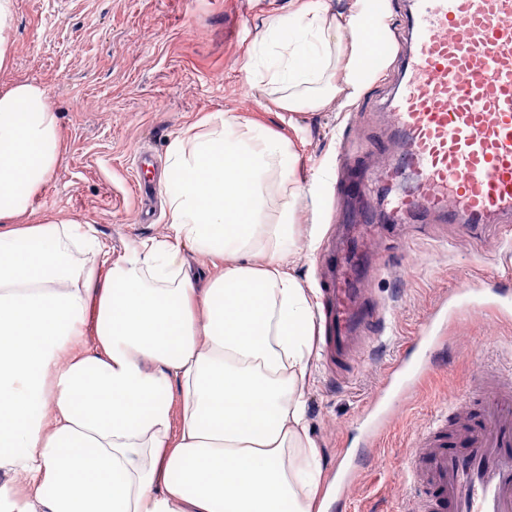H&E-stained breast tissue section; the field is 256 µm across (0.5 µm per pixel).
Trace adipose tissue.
Listing matches in <instances>:
<instances>
[{
    "mask_svg": "<svg viewBox=\"0 0 512 512\" xmlns=\"http://www.w3.org/2000/svg\"><path fill=\"white\" fill-rule=\"evenodd\" d=\"M382 13L301 0L267 17L248 84L283 112L354 102L383 61L362 21ZM206 123L169 146L165 238L115 261L92 225L31 221L57 117L45 87L0 92V512H315L316 306L294 217L316 186L264 125ZM188 246L220 272L200 279Z\"/></svg>",
    "mask_w": 512,
    "mask_h": 512,
    "instance_id": "1",
    "label": "adipose tissue"
}]
</instances>
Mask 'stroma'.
<instances>
[{
    "mask_svg": "<svg viewBox=\"0 0 512 512\" xmlns=\"http://www.w3.org/2000/svg\"><path fill=\"white\" fill-rule=\"evenodd\" d=\"M289 0H15L13 47L0 70V90L19 82L47 88L57 116L61 163L34 199L35 219L63 217L93 225L118 260L146 239L167 233L168 205L157 194L143 215L140 184L163 179L168 146L202 116L227 112L256 120L291 142L297 174L318 177L325 190L301 203L303 237L296 273L319 306L328 296L322 262L344 226L372 220L380 230L372 253L381 268L365 288L386 311L389 326L371 335L359 356L337 363L317 345L307 393V424L322 458L319 498L331 505L341 468L358 465L345 512H398L402 477L417 436L442 416L461 417L463 396L479 397L481 372L512 371V309L461 308L439 327L447 341L431 367L394 408L379 446L364 433L386 371L398 365L412 336L461 289L512 276V230L487 224L468 231L439 216L396 219L373 193L337 195L336 184L364 160L384 166L385 147H399L385 102L402 69L406 0H387L386 36L393 53L351 105L303 109L292 120L252 91L242 69L247 46L265 16ZM150 150L155 172L141 170Z\"/></svg>",
    "mask_w": 512,
    "mask_h": 512,
    "instance_id": "35a3bbf8",
    "label": "stroma"
}]
</instances>
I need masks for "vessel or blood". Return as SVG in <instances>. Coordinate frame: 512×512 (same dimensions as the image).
Listing matches in <instances>:
<instances>
[{"label":"vessel or blood","mask_w":512,"mask_h":512,"mask_svg":"<svg viewBox=\"0 0 512 512\" xmlns=\"http://www.w3.org/2000/svg\"><path fill=\"white\" fill-rule=\"evenodd\" d=\"M402 79L388 104L402 140L380 172L407 177L390 204L480 226L512 220V0H410ZM335 258L325 331L338 358L385 312L363 302L359 252ZM403 512H512V385L490 380L461 426L440 424L409 452Z\"/></svg>","instance_id":"1"}]
</instances>
